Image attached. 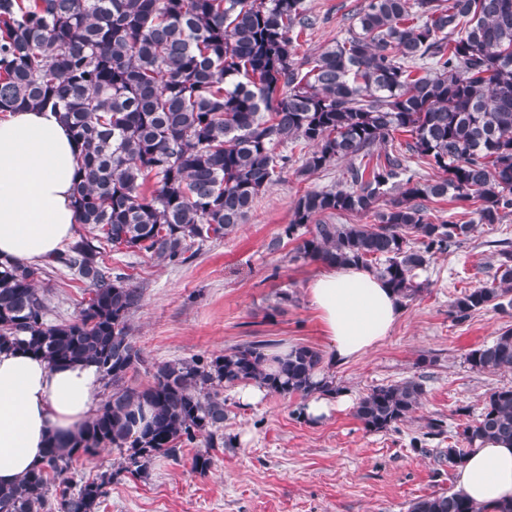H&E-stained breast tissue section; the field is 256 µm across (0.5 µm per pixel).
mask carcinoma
Wrapping results in <instances>:
<instances>
[{
	"mask_svg": "<svg viewBox=\"0 0 512 512\" xmlns=\"http://www.w3.org/2000/svg\"><path fill=\"white\" fill-rule=\"evenodd\" d=\"M310 25L303 0H0V113L51 108L69 126L79 148L72 203L88 228L41 263L0 261V352L51 366L91 361L112 387L73 443L50 441L41 466L0 487V512H99L114 474L72 487L79 454L116 448L120 472L141 478L201 438L226 447V387L255 382L303 401L339 392L308 345L268 370L269 340L154 363L147 384H130L145 363L131 326L142 292L105 271L102 243L187 263L194 246L246 222L291 161L276 153L284 143L301 151L304 175L350 165L346 184L297 198L269 251L295 241L296 259L373 269L404 301L421 292L417 271L435 255L474 223L512 212V0H367L347 37L299 64L293 46ZM395 132L409 134L405 150L355 165ZM447 198L476 205L477 219L430 220L421 201ZM353 214L374 222L334 223ZM500 244L497 275L456 297V320L512 307V246ZM61 269L89 297L73 319L50 324L48 275ZM467 361L512 369V328ZM424 392L411 378L376 386L354 416L370 433L396 429ZM433 438H447L441 418H428L412 445ZM491 438L512 440L511 386L492 390L448 443V468ZM408 512H512V501L489 509L452 491Z\"/></svg>",
	"mask_w": 512,
	"mask_h": 512,
	"instance_id": "carcinoma-1",
	"label": "carcinoma"
}]
</instances>
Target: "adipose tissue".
I'll return each mask as SVG.
<instances>
[{"label":"adipose tissue","instance_id":"obj_1","mask_svg":"<svg viewBox=\"0 0 512 512\" xmlns=\"http://www.w3.org/2000/svg\"><path fill=\"white\" fill-rule=\"evenodd\" d=\"M78 149L56 112L20 109L0 119V261L33 264L76 237L71 188ZM329 341L328 362L363 356L388 336L403 305L381 278L332 266L307 286ZM101 373L92 362L49 366L21 351L0 353V486L44 461L50 439L74 440L97 406ZM456 489L475 503L512 500V442L486 440L456 471Z\"/></svg>","mask_w":512,"mask_h":512}]
</instances>
